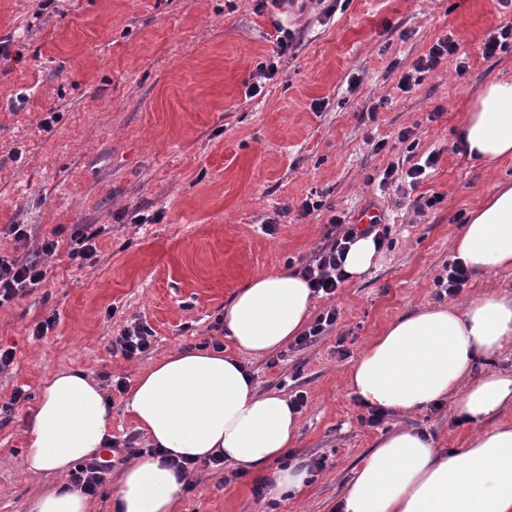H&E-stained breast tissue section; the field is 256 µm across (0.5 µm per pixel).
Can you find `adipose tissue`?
<instances>
[{
	"mask_svg": "<svg viewBox=\"0 0 512 512\" xmlns=\"http://www.w3.org/2000/svg\"><path fill=\"white\" fill-rule=\"evenodd\" d=\"M466 155L493 165L512 158V78L484 84L459 130ZM470 267L512 268V184H499L471 211L455 239ZM313 293L294 271L250 278L224 304V330L238 352L175 351L135 377L127 409L159 454L127 464L112 490L114 512H179L183 478L170 460L222 455L246 470L271 468L273 490L299 492L306 470L279 467L294 447L299 413L278 392H259L243 356L275 352L306 326ZM512 346V299L489 289L464 306L424 308L388 323L355 361L350 388L364 403L410 412L452 399L475 428L466 447L440 449L399 430L367 454L336 512H512V423L483 430L512 406V376L472 378L478 357ZM110 404L83 370L63 368L44 382L23 456L25 475L67 473L108 443ZM27 512H90L83 493L58 486L33 496Z\"/></svg>",
	"mask_w": 512,
	"mask_h": 512,
	"instance_id": "1",
	"label": "adipose tissue"
}]
</instances>
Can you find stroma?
Here are the masks:
<instances>
[{
	"label": "stroma",
	"instance_id": "obj_1",
	"mask_svg": "<svg viewBox=\"0 0 512 512\" xmlns=\"http://www.w3.org/2000/svg\"><path fill=\"white\" fill-rule=\"evenodd\" d=\"M257 0H0V227L23 224L27 242L0 236V251L25 256L58 238L46 279L0 308V348L15 360L0 372V512H25L29 496L58 477L21 471L33 410L45 379L78 367L112 403L111 434L147 447L113 379L133 380L174 350H192L226 299L249 278L299 269L324 243L332 215L357 222L373 208L388 227L362 279L315 298L311 316L337 308L333 328L269 367L244 357L259 391L304 392L294 453L328 466L300 495L265 491L256 479L226 480L232 464L196 470L183 512H334L362 458L402 427L440 448L465 447L469 431L450 402L376 427L346 378L364 347L393 319L438 305L435 278L454 257L471 211L512 182V159L487 166L458 152L459 127L483 84L512 71V47L483 57L499 19L496 0H303L258 10ZM295 32L292 53L273 59L277 28ZM453 35L469 69L442 61L412 90L400 77L433 43ZM277 73L247 96L260 63ZM357 88H349L350 80ZM440 151L415 190L379 192L366 174L406 156ZM442 203L420 210L419 197ZM322 201L304 214L306 199ZM97 231V256L70 259L73 229ZM56 323L36 339L33 325ZM155 333L141 358L112 356L131 322Z\"/></svg>",
	"mask_w": 512,
	"mask_h": 512
}]
</instances>
